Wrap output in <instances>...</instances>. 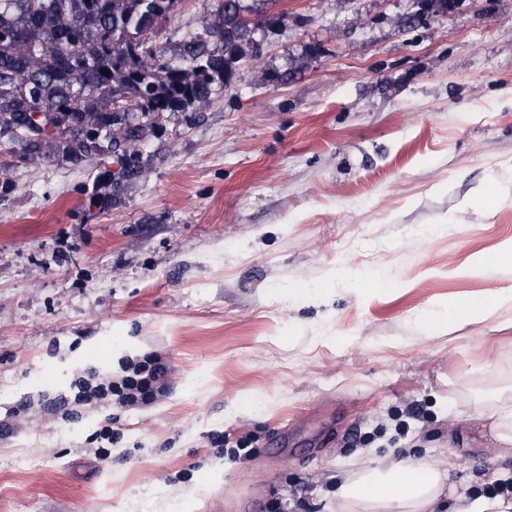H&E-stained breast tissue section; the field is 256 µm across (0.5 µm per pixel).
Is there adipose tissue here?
I'll return each mask as SVG.
<instances>
[{"label": "adipose tissue", "mask_w": 512, "mask_h": 512, "mask_svg": "<svg viewBox=\"0 0 512 512\" xmlns=\"http://www.w3.org/2000/svg\"><path fill=\"white\" fill-rule=\"evenodd\" d=\"M512 305L511 288L485 290L462 307H422L419 327L427 331L456 330L480 322L488 311ZM464 423L488 425L496 447L512 445V388L498 391L493 401H476ZM456 497V512H512V498L499 495L467 499L457 492L447 461L409 457L400 461L364 458L354 475L336 492V512H435L444 496Z\"/></svg>", "instance_id": "adipose-tissue-1"}]
</instances>
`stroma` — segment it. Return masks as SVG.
Returning <instances> with one entry per match:
<instances>
[{"label": "stroma", "instance_id": "35a3bbf8", "mask_svg": "<svg viewBox=\"0 0 512 512\" xmlns=\"http://www.w3.org/2000/svg\"><path fill=\"white\" fill-rule=\"evenodd\" d=\"M218 5L178 0L156 42L203 31ZM413 12L266 7L259 53L140 144L144 173L109 205L91 196L112 161L0 139V512H336L368 450L447 461L474 495L512 478V453L448 435L512 383V308L449 333L416 323L492 287L466 267L512 248V0ZM147 353L170 372L156 405L56 414L80 371ZM470 363L486 367L472 386ZM214 434L250 438L248 455L217 454Z\"/></svg>", "mask_w": 512, "mask_h": 512}]
</instances>
